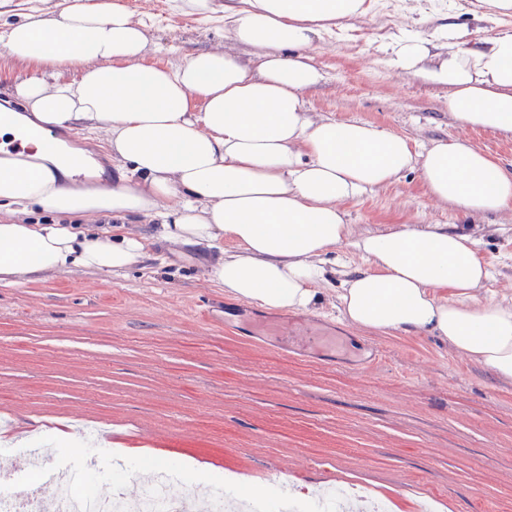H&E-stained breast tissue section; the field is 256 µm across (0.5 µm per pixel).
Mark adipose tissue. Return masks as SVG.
I'll list each match as a JSON object with an SVG mask.
<instances>
[{
    "label": "adipose tissue",
    "instance_id": "ef3b65f1",
    "mask_svg": "<svg viewBox=\"0 0 512 512\" xmlns=\"http://www.w3.org/2000/svg\"><path fill=\"white\" fill-rule=\"evenodd\" d=\"M190 2L203 16L221 14L232 47L187 54L174 67L145 63L147 26L122 0H65L0 23V49L29 68L13 85L28 111H0V137L31 131L34 150L30 162L0 159V206L152 215L175 242L230 240L208 275L274 310H309L327 279L326 256L351 242L368 268L339 296L347 324L430 331L512 379V301L480 299L489 271L471 236L436 226L351 235L345 203L414 168L431 198L463 213L512 208V172L467 139L417 151L399 133L307 114L303 95L322 79L313 44L365 17L370 0ZM386 50L401 74L447 87L461 127L512 132V34L475 41L451 23L429 40L403 27ZM70 68L78 79H61ZM76 128L104 133L116 182L62 144L60 133ZM144 252V237L131 232L0 220L5 285L73 267L118 272Z\"/></svg>",
    "mask_w": 512,
    "mask_h": 512
}]
</instances>
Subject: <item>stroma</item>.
<instances>
[{
	"label": "stroma",
	"mask_w": 512,
	"mask_h": 512,
	"mask_svg": "<svg viewBox=\"0 0 512 512\" xmlns=\"http://www.w3.org/2000/svg\"><path fill=\"white\" fill-rule=\"evenodd\" d=\"M152 29L145 61L224 47V22L187 0H125ZM485 0H373L368 16L326 31L313 49L323 79L304 95L312 117L361 121L421 146L465 138L512 169V133L462 128L445 88L395 70L383 43L404 25L429 38L441 26L473 37L512 32V15L481 23ZM354 235L441 224L470 235L492 276L480 297L512 299V210L467 215L433 201L418 170L345 206ZM0 219L80 224L147 240L114 274L74 267L0 285V438L46 437L39 453L86 471L92 491L138 495L149 466L184 461L172 496L203 512L224 475L303 499L354 489L346 512H512V381L458 356L428 331L377 333L345 325L333 276L314 317L342 327L336 357L289 353L248 336L233 298L205 276L218 250L168 240L158 219L63 215L35 205ZM380 362H370L371 353ZM103 444L91 451L84 432Z\"/></svg>",
	"instance_id": "35a3bbf8"
}]
</instances>
